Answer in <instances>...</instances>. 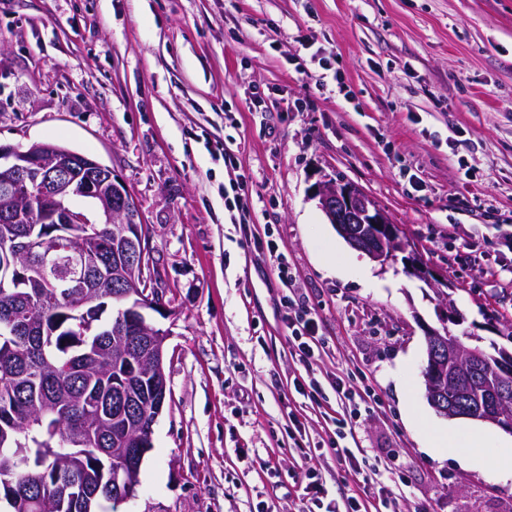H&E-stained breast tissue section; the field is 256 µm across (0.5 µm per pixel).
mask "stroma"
<instances>
[{
	"label": "stroma",
	"mask_w": 512,
	"mask_h": 512,
	"mask_svg": "<svg viewBox=\"0 0 512 512\" xmlns=\"http://www.w3.org/2000/svg\"><path fill=\"white\" fill-rule=\"evenodd\" d=\"M41 141L123 180L176 314L151 316L172 335L141 482L96 512H307L309 466L333 510L375 512L369 478L395 512H512L511 478L454 455L477 421L439 415L422 376L449 302L453 335L512 350V0H0V145ZM324 176L371 195L448 296L339 236ZM292 289L319 326L310 371Z\"/></svg>",
	"instance_id": "stroma-1"
}]
</instances>
